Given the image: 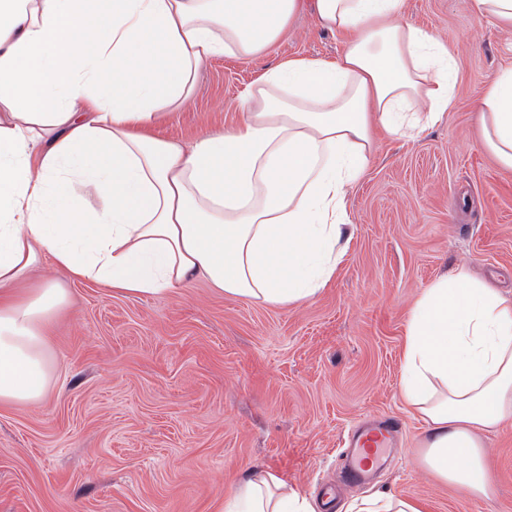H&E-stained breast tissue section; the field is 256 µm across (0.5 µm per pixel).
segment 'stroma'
Here are the masks:
<instances>
[{
    "label": "stroma",
    "instance_id": "obj_1",
    "mask_svg": "<svg viewBox=\"0 0 512 512\" xmlns=\"http://www.w3.org/2000/svg\"><path fill=\"white\" fill-rule=\"evenodd\" d=\"M403 18L451 49L453 105L416 139L376 131L347 197L353 237L316 297L267 306L201 278L124 297L43 265L70 303L48 338L46 400L0 404V512H220L255 466L314 503L337 484L335 512L382 491L428 512H512V425L484 437L492 494L465 496L421 466L424 423L398 386L424 288L462 267L512 296V170L483 146L475 117L485 80L512 69V30L476 17L470 0H403ZM343 49L300 13L262 57L211 58L154 134L191 146L244 119L242 96L266 69ZM381 416L400 424L387 464L342 484L348 434Z\"/></svg>",
    "mask_w": 512,
    "mask_h": 512
}]
</instances>
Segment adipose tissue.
<instances>
[{
	"instance_id": "adipose-tissue-1",
	"label": "adipose tissue",
	"mask_w": 512,
	"mask_h": 512,
	"mask_svg": "<svg viewBox=\"0 0 512 512\" xmlns=\"http://www.w3.org/2000/svg\"><path fill=\"white\" fill-rule=\"evenodd\" d=\"M344 34L336 60L293 58L244 95L235 128L190 150L152 130L212 57L253 59L303 3ZM403 0H0V403L37 404L67 304L43 263L125 296L205 277L263 304L306 302L352 236L346 196L372 126L414 137L454 99L446 44ZM512 169V69L476 106ZM425 423L422 465L470 496L492 491L483 436L512 423V298L459 271L435 280L405 326L399 382ZM223 512H314L274 471L250 470Z\"/></svg>"
}]
</instances>
